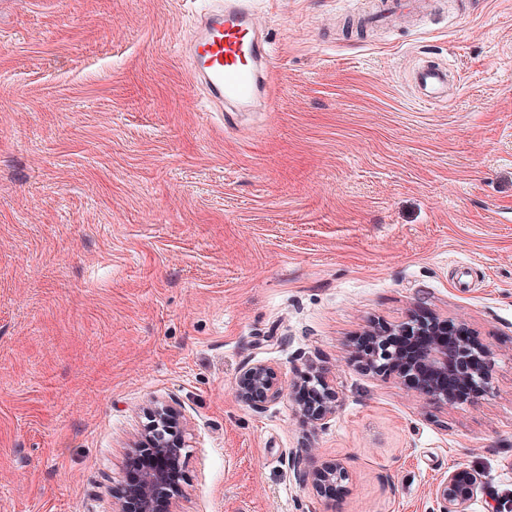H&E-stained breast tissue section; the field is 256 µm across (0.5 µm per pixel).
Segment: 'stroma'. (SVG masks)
I'll use <instances>...</instances> for the list:
<instances>
[{
	"instance_id": "obj_1",
	"label": "stroma",
	"mask_w": 512,
	"mask_h": 512,
	"mask_svg": "<svg viewBox=\"0 0 512 512\" xmlns=\"http://www.w3.org/2000/svg\"><path fill=\"white\" fill-rule=\"evenodd\" d=\"M274 109L224 123L184 53L204 0H0V512H112L153 401L190 433L181 512L512 502V0L373 33L365 0H254ZM451 70L420 102L423 61ZM463 325L493 390L442 406L354 357L412 312ZM283 396L235 395L247 361ZM342 400L322 429L307 363ZM343 461L334 496L296 481ZM482 485L483 475L478 471L464 468L449 471L435 488L437 512H471Z\"/></svg>"
}]
</instances>
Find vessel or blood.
I'll return each instance as SVG.
<instances>
[{"label":"vessel or blood","mask_w":512,"mask_h":512,"mask_svg":"<svg viewBox=\"0 0 512 512\" xmlns=\"http://www.w3.org/2000/svg\"><path fill=\"white\" fill-rule=\"evenodd\" d=\"M195 19L189 43L193 80L205 100L222 112H246L264 95L273 71L270 44L258 25L251 0H207ZM429 0H371L359 16L364 26L392 25L429 10ZM420 99L448 100L447 68L424 63L413 73Z\"/></svg>","instance_id":"obj_1"}]
</instances>
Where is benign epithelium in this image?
<instances>
[{"label":"benign epithelium","instance_id":"7a95c632","mask_svg":"<svg viewBox=\"0 0 512 512\" xmlns=\"http://www.w3.org/2000/svg\"><path fill=\"white\" fill-rule=\"evenodd\" d=\"M456 326L446 319H418L410 317L393 327H385L377 336L388 341L397 332L414 336L426 332L432 336H453ZM469 348L460 344L448 346L433 343L426 350L417 353L414 359L424 365V372L431 380L415 386V389L430 400L455 404L458 398L451 388L441 383L451 371H456L470 380L481 393L492 389L493 357L482 350L483 361L475 368L465 367ZM305 382L312 384L317 399L310 406L301 409L303 418L314 427H322L336 416L340 407L339 393L326 373L313 366L304 374ZM283 393L282 382L275 367L263 363L246 364L236 381L235 394L255 410L264 409L267 404L279 399ZM148 422L143 425L134 449L147 454L148 459L135 478L122 482L114 492V512H176L174 505L183 496V464L190 441L181 412L174 406L156 402L149 408ZM304 458L298 454L292 460L297 479L301 482L311 479L316 493L342 486L348 480V471L340 463H324L310 470L302 468ZM483 485V475L475 470L456 468L448 472L435 488L437 512H471L470 507Z\"/></svg>","mask_w":512,"mask_h":512}]
</instances>
